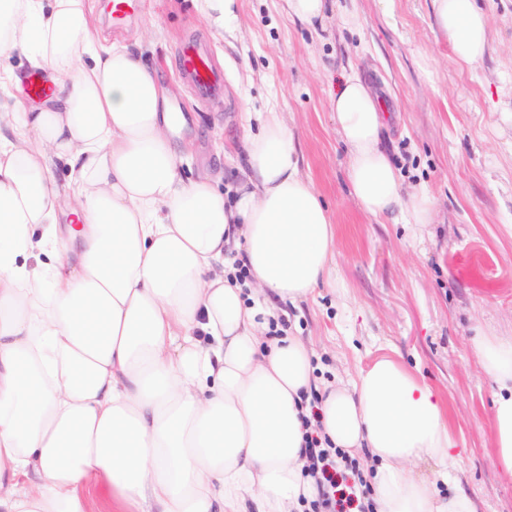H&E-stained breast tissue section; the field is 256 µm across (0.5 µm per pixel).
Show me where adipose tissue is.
Returning <instances> with one entry per match:
<instances>
[{
  "label": "adipose tissue",
  "mask_w": 512,
  "mask_h": 512,
  "mask_svg": "<svg viewBox=\"0 0 512 512\" xmlns=\"http://www.w3.org/2000/svg\"><path fill=\"white\" fill-rule=\"evenodd\" d=\"M433 5L473 69L491 44L481 0ZM0 87V512H93L91 487L101 512H299L317 496L311 393L321 436L363 459L374 512H478L423 377L382 354L325 382L309 342L268 334L281 304L336 283V226L281 113H260L233 194L184 180L170 91L137 49L103 45L88 0H0ZM330 106L362 210L433 223V196L404 192L381 147L392 115L368 80L342 75ZM473 345L512 479V338Z\"/></svg>",
  "instance_id": "ef3b65f1"
}]
</instances>
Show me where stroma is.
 I'll return each instance as SVG.
<instances>
[{
  "label": "stroma",
  "instance_id": "35a3bbf8",
  "mask_svg": "<svg viewBox=\"0 0 512 512\" xmlns=\"http://www.w3.org/2000/svg\"><path fill=\"white\" fill-rule=\"evenodd\" d=\"M492 47L459 71L432 0H357V25L331 7L322 34L288 21L281 0H238L234 32L214 38L192 0H141L106 37L141 42L172 90L195 151L184 178L206 171L232 192L245 164L254 112H282L299 144L301 172L336 226V285L289 308L283 328L311 341L325 381L347 378L389 353L438 389L450 408L452 467L479 512H512V482L492 461L493 384L476 335L512 336V0H483ZM203 41L224 69V94L200 100L178 70L184 42ZM358 71L398 117L385 147L405 189L427 187L426 225L377 221L350 194L347 154L329 96Z\"/></svg>",
  "mask_w": 512,
  "mask_h": 512
}]
</instances>
